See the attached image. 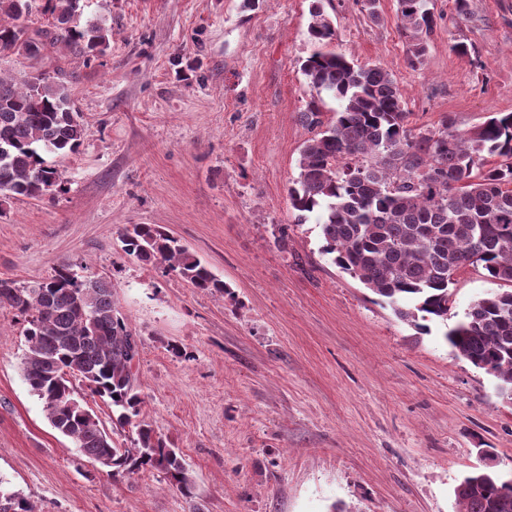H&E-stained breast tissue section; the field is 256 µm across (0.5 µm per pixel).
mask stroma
Listing matches in <instances>:
<instances>
[{
	"mask_svg": "<svg viewBox=\"0 0 512 512\" xmlns=\"http://www.w3.org/2000/svg\"><path fill=\"white\" fill-rule=\"evenodd\" d=\"M427 0L438 18L408 62L397 0L372 23L323 0L337 48L393 74L413 128L468 131L512 112V0ZM310 0H81L108 47L0 55V76L66 79L87 134L61 164L68 192L0 203V278L63 263L111 280L142 346V414L179 448L192 496L158 471L114 477L57 433L21 371L26 324L0 308V476L38 512H458L469 473H512V402L447 343L490 291L460 271L447 322L422 333L323 254L288 187L310 136ZM471 48L468 56L456 47ZM127 224H157L229 288L208 294L127 256ZM287 247H280V234ZM186 347L189 358L170 347Z\"/></svg>",
	"mask_w": 512,
	"mask_h": 512,
	"instance_id": "1",
	"label": "stroma"
}]
</instances>
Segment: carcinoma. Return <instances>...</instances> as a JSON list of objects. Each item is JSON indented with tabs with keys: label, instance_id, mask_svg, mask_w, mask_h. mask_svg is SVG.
<instances>
[{
	"label": "carcinoma",
	"instance_id": "cac0c4a2",
	"mask_svg": "<svg viewBox=\"0 0 512 512\" xmlns=\"http://www.w3.org/2000/svg\"><path fill=\"white\" fill-rule=\"evenodd\" d=\"M36 0H0V51L36 59L63 43L82 54L101 52L112 28L97 17L73 24L80 0H45L52 16L42 38L22 19ZM313 50L301 69L315 96L299 119L313 132L300 151L288 189L297 223L319 213L324 254L347 273L359 272L395 314L420 330L418 319L448 320L455 274L479 267L509 285L478 299L446 340L477 368L491 365L499 393L512 400V113L491 115L468 132L443 116L432 129L409 127L403 96L381 64H360L335 47L336 29L320 0L309 9ZM398 28L410 38L408 60L423 62L437 19L424 0H398ZM337 102L328 119L322 94ZM86 136L81 113L62 80L40 73L22 86L0 77V198L40 199L66 191L64 171L45 154L67 156ZM124 253L161 265L192 287L224 294L227 285L187 247L156 224L121 232ZM0 307L24 317L21 361L29 391L46 418L87 459L109 461L113 476L157 470L185 495L194 481L179 450L141 419L137 381L140 340L116 308L112 284L63 263L50 278L19 285L0 278ZM112 407L115 425L131 431L118 446L88 402ZM460 512H512V477L475 471L455 489ZM0 512H36L0 479Z\"/></svg>",
	"mask_w": 512,
	"mask_h": 512
}]
</instances>
